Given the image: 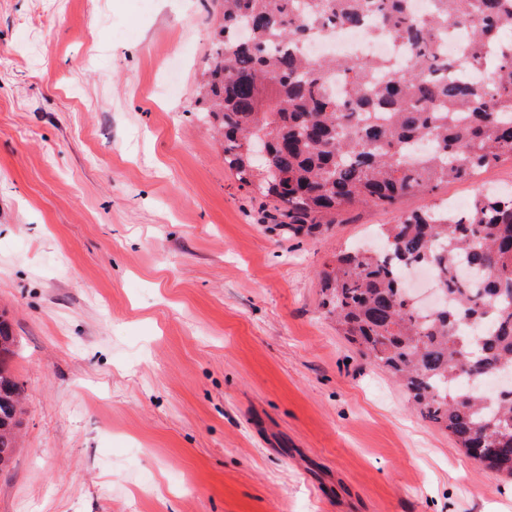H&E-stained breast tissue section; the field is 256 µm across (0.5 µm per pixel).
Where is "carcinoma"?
Masks as SVG:
<instances>
[{
    "instance_id": "cac0c4a2",
    "label": "carcinoma",
    "mask_w": 512,
    "mask_h": 512,
    "mask_svg": "<svg viewBox=\"0 0 512 512\" xmlns=\"http://www.w3.org/2000/svg\"><path fill=\"white\" fill-rule=\"evenodd\" d=\"M220 16L201 111L242 185L274 201L272 220L313 234L356 206L392 209L411 193L471 181L512 159V0H211ZM336 27L388 36L405 56L313 59L302 45ZM451 32L467 41L448 56ZM340 73L338 95L330 78ZM383 252L348 248L321 275L337 330L387 371L420 413L485 468L512 476V388L494 404L460 391L512 373V192L402 213ZM435 271L452 305L428 314L401 273ZM16 337L0 319V471L17 448L23 388Z\"/></svg>"
}]
</instances>
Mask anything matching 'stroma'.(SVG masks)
I'll list each match as a JSON object with an SVG mask.
<instances>
[{
  "mask_svg": "<svg viewBox=\"0 0 512 512\" xmlns=\"http://www.w3.org/2000/svg\"><path fill=\"white\" fill-rule=\"evenodd\" d=\"M210 0H0V512H512L339 336L319 274L398 213L271 223L197 112ZM15 347L16 337L0 316V471L12 462L21 425L23 388L10 365Z\"/></svg>",
  "mask_w": 512,
  "mask_h": 512,
  "instance_id": "stroma-1",
  "label": "stroma"
}]
</instances>
